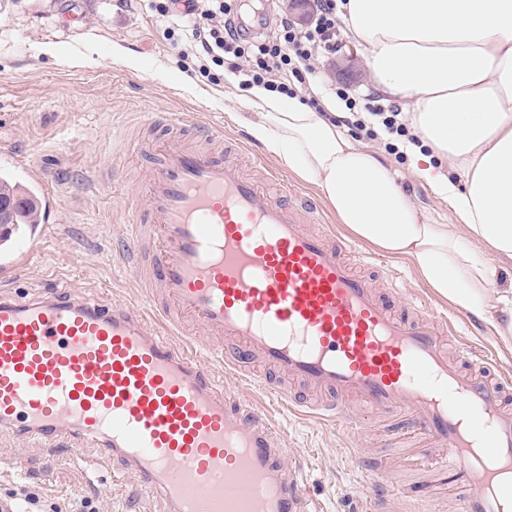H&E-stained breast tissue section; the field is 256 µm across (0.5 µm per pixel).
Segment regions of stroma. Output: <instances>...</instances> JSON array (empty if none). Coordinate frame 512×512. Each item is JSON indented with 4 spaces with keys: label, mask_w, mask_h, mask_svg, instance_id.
Here are the masks:
<instances>
[{
    "label": "stroma",
    "mask_w": 512,
    "mask_h": 512,
    "mask_svg": "<svg viewBox=\"0 0 512 512\" xmlns=\"http://www.w3.org/2000/svg\"><path fill=\"white\" fill-rule=\"evenodd\" d=\"M353 44L321 56V82L298 96L317 106L338 83L336 61L359 55ZM232 74L212 84L188 77L184 61L163 37L155 16L139 0H0V170L15 174L52 208L51 223L25 228L0 251L13 269L0 291L17 300L39 288L63 286L73 295L109 303L142 302L147 291L128 275L126 250L134 200L122 184L143 180L153 159L134 151L143 138H165L161 116L177 113L185 131L224 127L225 147L252 156L257 145L246 126L253 114ZM404 192L420 214L456 223L447 203L412 178L408 160L390 159ZM401 271V288L383 289L395 310L428 296L404 262L384 257L364 266L375 279ZM439 308L452 328L449 356L460 342L481 346L512 376V353L495 347L484 325L448 302ZM277 424L290 466L299 470L303 502L313 512H457L460 489L431 468L433 448L412 425L399 437L336 433L303 413L278 407ZM21 456L24 469L10 464ZM90 497L97 512H167L120 462H105L96 442L77 454L32 443L0 429V503L39 500L41 512H70L73 495Z\"/></svg>",
    "instance_id": "1"
}]
</instances>
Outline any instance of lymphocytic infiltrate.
<instances>
[{"mask_svg": "<svg viewBox=\"0 0 512 512\" xmlns=\"http://www.w3.org/2000/svg\"><path fill=\"white\" fill-rule=\"evenodd\" d=\"M147 2L165 23L164 38L181 57L194 58L195 73L212 83L219 81L222 70L227 69L237 77L241 88L262 84L269 91L292 97L298 83L318 80L314 62L319 52H336L343 41L339 13L345 0H316L314 16L305 26L288 12H279L272 32L254 40L244 38L240 27L231 21L234 0H207L202 8L197 0ZM336 96L347 109L342 124L355 127L370 140L386 132L391 137L386 150L397 153L396 138L410 134L399 120V105L390 102L370 107L369 113L376 119L371 126L361 119L357 102L346 86H337Z\"/></svg>", "mask_w": 512, "mask_h": 512, "instance_id": "lymphocytic-infiltrate-1", "label": "lymphocytic infiltrate"}]
</instances>
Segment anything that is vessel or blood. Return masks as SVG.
<instances>
[{
	"label": "vessel or blood",
	"instance_id": "b4317fda",
	"mask_svg": "<svg viewBox=\"0 0 512 512\" xmlns=\"http://www.w3.org/2000/svg\"><path fill=\"white\" fill-rule=\"evenodd\" d=\"M160 161L137 187L134 238L151 258L129 265L153 285L146 303L103 304L60 288L26 300L0 294V428L75 449L99 442L169 502L170 512H301L272 416L215 379L211 363L288 402L277 375L316 392L307 416L363 432L360 401L387 417L409 412L441 447L444 478L471 479L458 512H507L512 408L490 355L463 345V373L444 350L443 319L427 303L397 315L360 267L370 261L319 221L313 199L271 191L279 172L238 151L218 155L178 137L140 142ZM228 339L221 356L213 339Z\"/></svg>",
	"mask_w": 512,
	"mask_h": 512
}]
</instances>
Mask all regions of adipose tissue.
<instances>
[{
	"instance_id": "adipose-tissue-1",
	"label": "adipose tissue",
	"mask_w": 512,
	"mask_h": 512,
	"mask_svg": "<svg viewBox=\"0 0 512 512\" xmlns=\"http://www.w3.org/2000/svg\"><path fill=\"white\" fill-rule=\"evenodd\" d=\"M342 22L377 90L411 100L415 139L397 146L458 223L420 216L376 153L261 85L247 98L251 136L356 239L406 260L512 352V286L498 285L500 263H512V0H347Z\"/></svg>"
}]
</instances>
